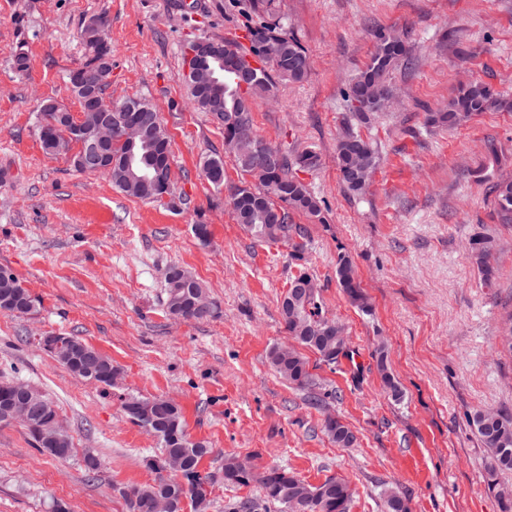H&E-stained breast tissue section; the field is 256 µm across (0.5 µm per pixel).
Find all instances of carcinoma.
<instances>
[{"label": "carcinoma", "instance_id": "obj_1", "mask_svg": "<svg viewBox=\"0 0 512 512\" xmlns=\"http://www.w3.org/2000/svg\"><path fill=\"white\" fill-rule=\"evenodd\" d=\"M251 12L259 19L257 23L244 26L250 47L237 40L213 42L218 53L243 60L258 59L263 67L255 69V78L248 87H242L239 76L230 71L219 77L215 88H200L194 83L187 84L194 105L208 113L211 119L224 130V152L234 158L240 172L248 175L255 166L261 168L258 183L253 186L242 182L229 186L228 202L237 223L264 242L278 243L292 240L291 215L298 213L324 222L317 197L308 186L293 175L292 170L314 169L319 165V156L306 151L288 154L276 146L270 151L278 154L255 155L251 139L238 136L242 127H252L251 105L254 96L269 94L275 88V78L298 83L305 80L311 68L306 49L293 36L283 32L281 20L273 17V0H249ZM80 37L85 46V58L78 70L88 72L100 91L109 86L112 61L104 60L95 53L94 33L86 26L81 28ZM410 60V50L404 38L394 30L379 29L375 34V46L370 61L358 76L344 90L343 97L350 105L356 125H368L385 111L393 98L390 86L391 71ZM508 107L493 87L481 80H472L459 87L456 95L448 100L444 110L427 112L424 127L427 130L454 129L484 112H495ZM42 124L55 126L56 137H41L43 149L48 154H66L71 150L68 142L80 143L74 130L72 115L67 109L56 104L41 107ZM152 145L136 150L137 161L130 169L126 163V144L112 148V158L105 177L112 186L128 197L148 200L152 196L153 182L173 185L171 160L166 157L163 143L170 140L163 123L149 132ZM380 162L378 144L363 138L352 129L347 130L336 144V166L344 186L354 194L362 193L370 184ZM201 172L215 188L224 187V158L218 155L206 156L201 161ZM494 207L504 224H512V175L503 177L493 185ZM496 250L495 239L479 235L469 240L468 254L481 273L483 283H494L497 268L493 258ZM340 287L350 303L363 313L371 311V304L358 281L351 260L342 256L336 267ZM166 287V312L169 316L185 321H200L213 315L215 307L201 309L200 298L207 296L206 289L189 271L179 266L169 267L164 274ZM36 308L29 290L21 286L18 278L8 284L0 279V313L4 315H26ZM281 315L288 336L297 346H275L268 354L274 370L295 388L305 390L312 386V374L306 358L299 351L305 348L317 354L328 363L337 361L338 355L328 352L326 336L342 335L331 330L335 321L321 314V304L313 276L300 268L292 276L289 288L281 299ZM83 347L91 354H97L93 368L98 372L96 384L103 388L113 387L121 377L120 371L112 366V359L96 353L93 346L77 336L59 333L51 337L44 349L72 375L81 378L83 364L76 355V348ZM378 371L383 386L395 401L403 398L400 383L389 371L387 351L379 346L375 351ZM33 397L43 406L44 422L59 438L60 445L53 446L39 439L29 425H24L35 446L48 455L65 459L72 453L71 438L60 422L53 404L36 387L25 384ZM123 414L133 423L144 426L148 416L157 422L148 432L157 438L160 452L145 457L147 469L155 474L152 482L133 485L123 491L129 504V512H153V504L168 498L173 504L172 512H184L185 502H190L194 512H209L212 507L211 488L222 483L232 487L255 485L259 493L255 496L231 498L224 503V512H295L292 504L313 501L318 512H351L355 490L343 479L323 485L311 484L295 472L280 466L265 467L261 470L242 468L235 455L224 457V463L216 472H202V459L211 452L204 441L192 442L188 438L183 412L179 404L167 397L128 395L122 401ZM484 447L490 450V458L483 472L485 490L495 498L499 512H512V486L500 481V474L512 471V454L506 456L502 449H512V411L476 410L469 418ZM323 430L336 445L350 446L353 433L340 419L328 415L323 421ZM178 457L183 464V480L177 484L164 474L167 457ZM382 512H412L410 499L394 487L380 492Z\"/></svg>", "mask_w": 512, "mask_h": 512}]
</instances>
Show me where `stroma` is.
Listing matches in <instances>:
<instances>
[{"label": "stroma", "instance_id": "obj_1", "mask_svg": "<svg viewBox=\"0 0 512 512\" xmlns=\"http://www.w3.org/2000/svg\"><path fill=\"white\" fill-rule=\"evenodd\" d=\"M273 8L311 71L256 99L253 128L290 153L319 155L317 168L297 176L321 200L325 221L294 215L300 235L268 244L237 224L225 191L202 176V158L223 154L224 132L194 109L179 80L186 42L241 36L247 0H0V266L38 301L35 314H0V380L38 386L74 448L53 458L22 426L0 427V512H50L55 500L71 512H129L121 490L152 481L143 458L158 444L124 416L128 394L174 398L189 435L211 449L205 471L232 454L312 484L345 479L356 491L352 512H381L386 485L410 497L412 512H499L482 482L488 453L468 417L512 409V355L499 341L512 314V224L500 223L492 194L500 175L512 174V111L436 133L423 120L470 80L512 95V0H274ZM93 15L107 18L112 42L107 98L149 101L168 130L172 200L124 196L42 147V101L80 110L68 74L84 59L79 31ZM379 28L405 34L414 63L394 71L391 107L360 130L377 142L381 162L353 195L336 166L349 115L341 92L368 62ZM19 53L28 59L23 73L14 67ZM196 224L208 225V242L196 239ZM479 233L497 243L489 287L467 252ZM343 255L370 314L339 286ZM172 265L202 282L218 305L213 317L167 314ZM302 267L349 343L331 365L306 352L315 380L307 391L268 362L270 349L289 341L280 301ZM60 332L111 357L117 385L76 378L39 348L38 337ZM381 343L403 402L383 389L374 358ZM329 414L354 432L351 447L324 434ZM89 453L97 471L84 467Z\"/></svg>", "mask_w": 512, "mask_h": 512}]
</instances>
